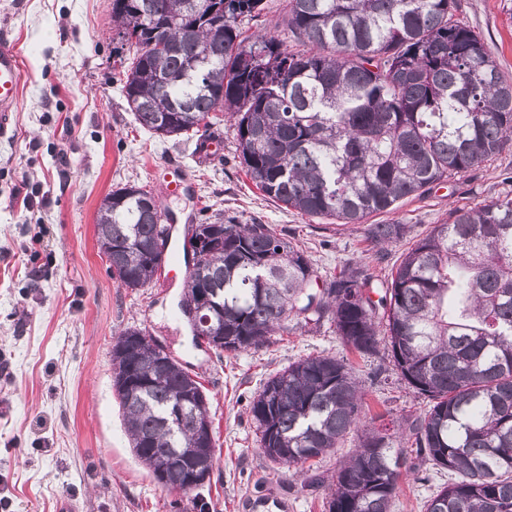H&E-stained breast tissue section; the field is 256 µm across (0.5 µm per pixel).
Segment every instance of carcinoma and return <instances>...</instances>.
<instances>
[{"instance_id":"cac0c4a2","label":"carcinoma","mask_w":512,"mask_h":512,"mask_svg":"<svg viewBox=\"0 0 512 512\" xmlns=\"http://www.w3.org/2000/svg\"><path fill=\"white\" fill-rule=\"evenodd\" d=\"M263 0H112L116 39L133 48L123 92L144 128L206 152L228 116L239 166L263 196L313 218L363 224L385 249L405 224H369L431 185L464 175L512 137V81L456 18L457 0H288L269 34L247 35ZM99 208L100 248L124 288L150 285L166 242L155 196L117 188ZM212 242L178 308L204 285L207 330L242 352L313 324L347 349H385L429 399L403 421L406 439L363 430L339 469L328 512H393L401 472L431 462L456 480L425 512H512V195L452 209L401 255L378 300L371 276L347 262L326 276L288 236L220 215L188 225ZM124 330L112 346L113 390L135 457L166 491L197 488L177 449L215 455L198 423L202 384L176 360H146L156 342ZM365 392L345 360L302 358L250 402L263 453L303 471L362 423Z\"/></svg>"}]
</instances>
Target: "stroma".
Instances as JSON below:
<instances>
[{"label": "stroma", "instance_id": "obj_1", "mask_svg": "<svg viewBox=\"0 0 512 512\" xmlns=\"http://www.w3.org/2000/svg\"><path fill=\"white\" fill-rule=\"evenodd\" d=\"M457 16L494 50L512 80V0H458ZM112 0H0V41L22 64L15 128L0 138V512H240L247 498L287 502L288 512H325L335 475L359 444L351 432L312 471L291 476L259 446L248 403L264 382L309 355L349 358L366 390L371 427L395 434L426 407L387 354H349L329 326L307 327L241 353L194 347L178 314L186 266L173 251L172 285L131 290L112 277L97 245L96 214L112 190L135 185L159 198L169 221L206 213L252 219L288 234L325 274L360 262L383 280L402 247L371 248L364 226L310 218L264 197L241 170L228 123L205 157L138 128L113 67ZM512 141L497 160L435 183L373 224L425 236L451 209L512 192ZM190 177L183 196L168 182ZM29 207H22V200ZM135 327L197 374L214 422L217 463L189 494L163 490L131 451L112 389L111 350ZM401 482L393 512H424L453 476L432 464Z\"/></svg>", "mask_w": 512, "mask_h": 512}]
</instances>
